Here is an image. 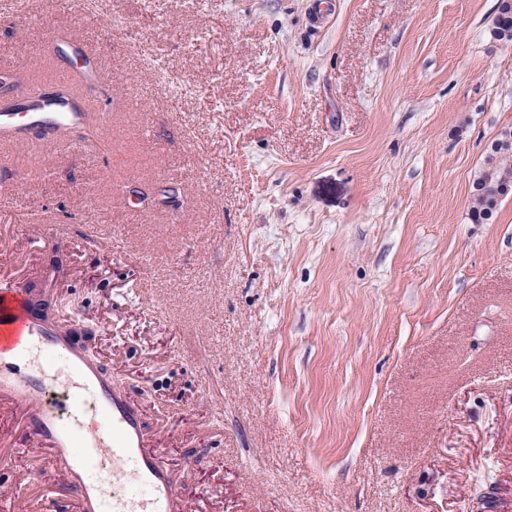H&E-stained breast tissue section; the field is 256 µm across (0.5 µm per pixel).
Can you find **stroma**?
<instances>
[{"instance_id":"1","label":"stroma","mask_w":512,"mask_h":512,"mask_svg":"<svg viewBox=\"0 0 512 512\" xmlns=\"http://www.w3.org/2000/svg\"><path fill=\"white\" fill-rule=\"evenodd\" d=\"M4 2L0 70L50 81L49 35L78 32L112 128L81 155L0 144V276L65 257L62 315L178 512H512V193L472 216L512 130L498 0ZM159 178L175 205L114 202ZM50 502L81 512L0 407V512ZM507 133L501 134L491 147L489 155L486 156L482 165L481 171L473 183L474 201L475 206L473 207V216L476 220L488 219L492 215V210L497 204L498 198L504 194L509 193L512 190V145L511 141H504L507 138ZM510 161V163H509ZM491 169H510L504 170L500 173L491 172V179L487 181L488 186L497 189L502 184L511 183V188H507L499 191L497 195H492L486 191L485 180L488 177V173Z\"/></svg>"}]
</instances>
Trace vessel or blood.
I'll use <instances>...</instances> for the list:
<instances>
[{
	"mask_svg": "<svg viewBox=\"0 0 512 512\" xmlns=\"http://www.w3.org/2000/svg\"><path fill=\"white\" fill-rule=\"evenodd\" d=\"M83 112L0 110V141L89 148L74 137ZM73 321L30 312L20 283L0 278V405L25 407L24 425L64 465L83 512H174L180 487L162 448L112 373L70 339Z\"/></svg>",
	"mask_w": 512,
	"mask_h": 512,
	"instance_id": "b4317fda",
	"label": "vessel or blood"
}]
</instances>
